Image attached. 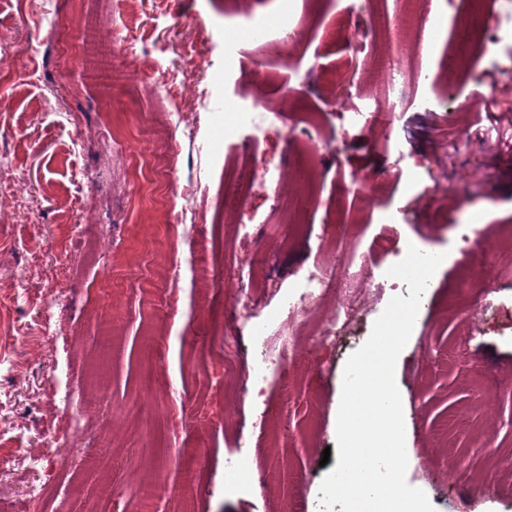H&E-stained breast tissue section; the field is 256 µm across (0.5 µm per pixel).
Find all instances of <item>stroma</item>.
Returning a JSON list of instances; mask_svg holds the SVG:
<instances>
[{"label":"stroma","mask_w":512,"mask_h":512,"mask_svg":"<svg viewBox=\"0 0 512 512\" xmlns=\"http://www.w3.org/2000/svg\"><path fill=\"white\" fill-rule=\"evenodd\" d=\"M108 2L86 25L72 0H0V512H34L61 397L80 451L57 460L84 493L60 512H130L143 486L159 512L318 505L345 364L408 295L386 272L414 241L445 259L396 364L406 480L434 512H512V477L487 478L512 451V48L475 52L455 22L512 18V0ZM462 54L478 64L460 84ZM94 67L121 81L111 103L82 83ZM232 107L266 115L262 134L226 129ZM388 222L392 252L289 316L311 264ZM288 341L255 395L244 369ZM255 455L277 469L225 488L226 462Z\"/></svg>","instance_id":"stroma-1"}]
</instances>
